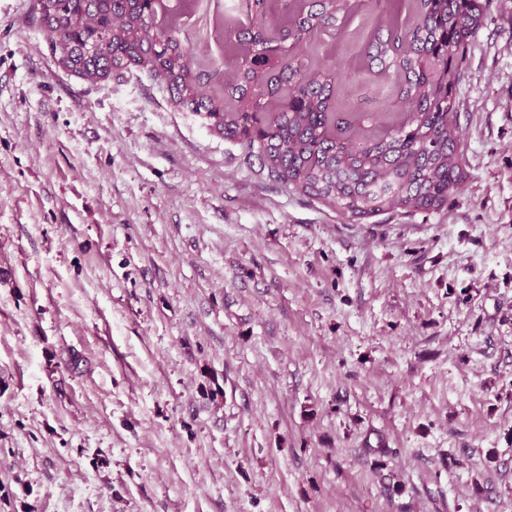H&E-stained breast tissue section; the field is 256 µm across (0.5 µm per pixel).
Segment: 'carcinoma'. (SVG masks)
<instances>
[{
	"label": "carcinoma",
	"mask_w": 512,
	"mask_h": 512,
	"mask_svg": "<svg viewBox=\"0 0 512 512\" xmlns=\"http://www.w3.org/2000/svg\"><path fill=\"white\" fill-rule=\"evenodd\" d=\"M57 66L87 79L145 69L176 104L258 158L268 176L360 222L438 210L464 187L456 90L481 0H386L364 68L393 81L400 112H344L321 36L355 13L353 0H249L252 27L218 16L216 64L175 29L196 0H39Z\"/></svg>",
	"instance_id": "cac0c4a2"
}]
</instances>
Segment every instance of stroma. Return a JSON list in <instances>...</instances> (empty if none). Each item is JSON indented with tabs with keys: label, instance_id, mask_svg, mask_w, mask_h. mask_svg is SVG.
<instances>
[{
	"label": "stroma",
	"instance_id": "obj_1",
	"mask_svg": "<svg viewBox=\"0 0 512 512\" xmlns=\"http://www.w3.org/2000/svg\"><path fill=\"white\" fill-rule=\"evenodd\" d=\"M483 5L463 190L359 224L0 0V512H512V0ZM229 6L182 23L216 61Z\"/></svg>",
	"mask_w": 512,
	"mask_h": 512
}]
</instances>
